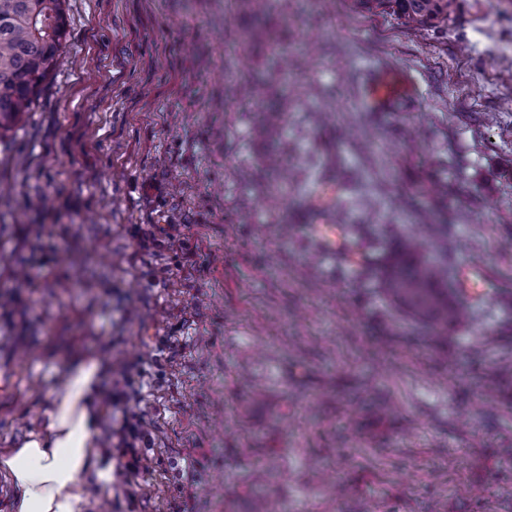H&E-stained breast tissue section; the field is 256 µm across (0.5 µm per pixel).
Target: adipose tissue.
Masks as SVG:
<instances>
[{"label":"adipose tissue","mask_w":512,"mask_h":512,"mask_svg":"<svg viewBox=\"0 0 512 512\" xmlns=\"http://www.w3.org/2000/svg\"><path fill=\"white\" fill-rule=\"evenodd\" d=\"M99 385L97 363L70 365L45 413L43 433L0 453V476L14 490L11 512H86V477L110 480L112 468L102 463L93 440L90 407Z\"/></svg>","instance_id":"ef3b65f1"}]
</instances>
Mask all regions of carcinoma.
<instances>
[{"label":"carcinoma","mask_w":512,"mask_h":512,"mask_svg":"<svg viewBox=\"0 0 512 512\" xmlns=\"http://www.w3.org/2000/svg\"><path fill=\"white\" fill-rule=\"evenodd\" d=\"M359 13L390 14L409 30L439 29L457 9V0H350ZM66 0H0V140L30 111L55 70L67 38ZM381 240L391 251L366 253L381 270L379 286L406 313L423 318L436 333L466 315L448 286V261L427 258L408 233L389 228Z\"/></svg>","instance_id":"cac0c4a2"}]
</instances>
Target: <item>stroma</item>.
<instances>
[{"label": "stroma", "mask_w": 512, "mask_h": 512, "mask_svg": "<svg viewBox=\"0 0 512 512\" xmlns=\"http://www.w3.org/2000/svg\"><path fill=\"white\" fill-rule=\"evenodd\" d=\"M261 24L269 41H244ZM68 41L0 145V452L70 363L138 366L150 444L89 512H512V0L439 31L349 0H68ZM387 69L413 92L368 109ZM287 72L265 87L238 78ZM431 225L491 275L446 342L320 259ZM329 227H333L334 232L331 237L324 236L323 230ZM319 229L320 238L317 239V246L320 252L328 255H336V252H340L353 264L358 265L361 263L362 254L361 252L349 247L343 246V241L336 236V227L332 224H317Z\"/></svg>", "instance_id": "35a3bbf8"}]
</instances>
